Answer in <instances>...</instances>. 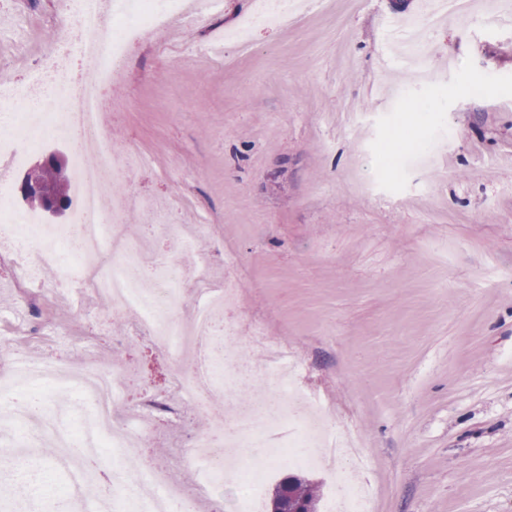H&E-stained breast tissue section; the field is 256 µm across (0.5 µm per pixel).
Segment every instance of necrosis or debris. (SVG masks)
Wrapping results in <instances>:
<instances>
[{
  "label": "necrosis or debris",
  "instance_id": "4bbe7bcc",
  "mask_svg": "<svg viewBox=\"0 0 512 512\" xmlns=\"http://www.w3.org/2000/svg\"><path fill=\"white\" fill-rule=\"evenodd\" d=\"M66 15L75 17L76 46L79 56L98 72L94 82L76 84L66 74L57 72L50 60L30 68L24 83L0 78V107L24 101V117H12L0 130V169L22 165L30 146L55 139L80 129L83 146L74 153L80 185V207L74 225L62 230L43 226L40 216L21 217L1 212L0 249L16 256L35 254L36 262L27 267L22 278L26 288L40 287L39 268L59 265L62 253L54 245L56 235L79 232V254L94 258L111 253V262L96 269L91 291L108 296L115 311L134 310L139 322L133 335L148 338L169 355L180 354L188 341L206 346L223 325V314L213 312L210 296L215 287L209 279L208 264L197 257L196 236L210 232L208 225H198L195 237L180 241L181 263H168L150 257L142 239L125 241L119 250H111L113 237L122 234L128 209L138 202L136 196L109 197L112 184L131 182L147 166L148 159L135 141L112 139L100 120V92L115 82L123 70L128 48L146 30L168 31L196 22L197 14L190 0H109L108 5L95 0H68ZM193 289L199 302L190 316H182L178 302L182 292ZM72 384L76 399L84 406L82 416L67 409L50 406L48 396L63 384ZM214 370L210 358H203L194 369L176 372L169 398L154 396L134 406H126L127 381L117 369L86 365L76 371L40 363L25 369L18 394L12 395V409L0 416V452L9 464L23 468L30 464L28 447L15 444L14 425L38 422L54 431L62 449L57 463L68 474L71 486L80 488L94 476V465L104 451L100 437L112 431L113 447H125L129 434L144 436L152 424L153 411L167 408L169 400L213 396ZM312 405L303 394L281 388L272 403H258L225 411L224 420L232 424L223 444H216L212 431L199 432L191 447L175 452L176 461L191 460L205 464L211 472H222L225 448H264L269 459L287 452L292 465L323 461L335 467L337 460L359 466L361 450L350 441L325 434L289 437L287 447L274 444L273 430L283 418L308 419ZM182 484L167 470L151 468L137 472L134 512H165L168 504L182 497Z\"/></svg>",
  "mask_w": 512,
  "mask_h": 512
}]
</instances>
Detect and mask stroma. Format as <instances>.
<instances>
[{
    "instance_id": "35a3bbf8",
    "label": "stroma",
    "mask_w": 512,
    "mask_h": 512,
    "mask_svg": "<svg viewBox=\"0 0 512 512\" xmlns=\"http://www.w3.org/2000/svg\"><path fill=\"white\" fill-rule=\"evenodd\" d=\"M423 0H330L285 26H257L251 49L205 47L237 28L253 0H224L219 16L148 32L120 81L104 92V122L150 160L113 187L172 204L179 235L211 225L199 255L237 306L222 340L242 376L228 384L268 396L270 348L298 366L325 428L356 440V474L374 512H512V0L427 25V57L413 75L393 57L390 18ZM25 5L27 47L10 35ZM62 0H0V70L24 78L57 37ZM429 100L421 116L415 106ZM454 134L435 138L437 128ZM434 139L414 153L415 139ZM179 235L150 245L180 260ZM0 259V316L21 309L35 335L0 334V372L14 348L68 368L88 360L136 371L131 399L163 396L171 365L134 313L24 294ZM55 326L58 336L39 335ZM261 334L268 346L251 344ZM209 421L182 400L154 415L143 446L106 455L104 472L163 467ZM177 478L196 512L240 487L194 463Z\"/></svg>"
}]
</instances>
